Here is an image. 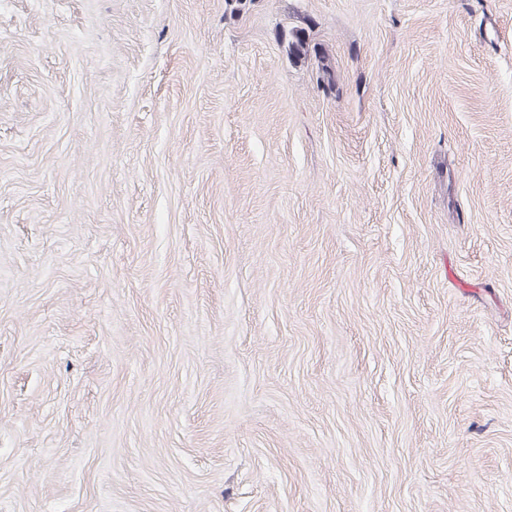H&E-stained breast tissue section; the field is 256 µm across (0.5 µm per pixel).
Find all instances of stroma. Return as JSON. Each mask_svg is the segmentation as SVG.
<instances>
[{
  "mask_svg": "<svg viewBox=\"0 0 512 512\" xmlns=\"http://www.w3.org/2000/svg\"><path fill=\"white\" fill-rule=\"evenodd\" d=\"M0 512H512V0H0ZM280 40L287 42L289 54L295 59L316 64L317 83L326 92H332L335 87L333 71L328 63H325L326 55L318 46H312L304 29H292L278 34Z\"/></svg>",
  "mask_w": 512,
  "mask_h": 512,
  "instance_id": "35a3bbf8",
  "label": "stroma"
}]
</instances>
